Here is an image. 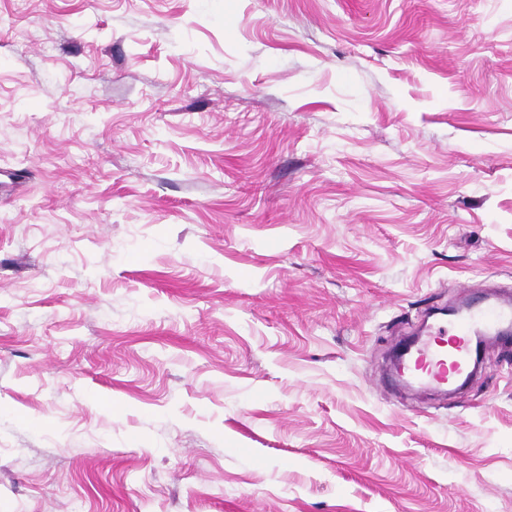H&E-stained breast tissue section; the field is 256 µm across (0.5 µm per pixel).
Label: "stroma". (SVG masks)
I'll return each mask as SVG.
<instances>
[{
  "instance_id": "35a3bbf8",
  "label": "stroma",
  "mask_w": 512,
  "mask_h": 512,
  "mask_svg": "<svg viewBox=\"0 0 512 512\" xmlns=\"http://www.w3.org/2000/svg\"><path fill=\"white\" fill-rule=\"evenodd\" d=\"M512 0H0V512H512ZM453 334L445 340L448 326L440 325L427 332L414 350V358L404 367L419 388H445L451 378L462 376L471 364L473 349L470 336H496L510 340L512 303L503 300L476 311H467L450 324Z\"/></svg>"
}]
</instances>
